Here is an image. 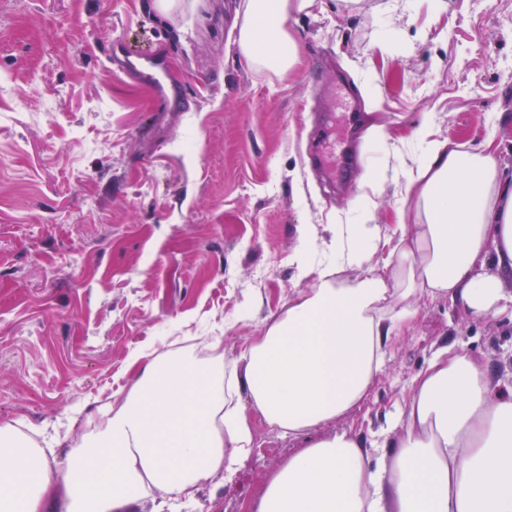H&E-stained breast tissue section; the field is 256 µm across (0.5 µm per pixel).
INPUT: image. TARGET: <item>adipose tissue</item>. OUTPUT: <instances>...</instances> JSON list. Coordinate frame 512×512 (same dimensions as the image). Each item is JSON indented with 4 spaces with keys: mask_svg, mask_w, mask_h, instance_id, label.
I'll list each match as a JSON object with an SVG mask.
<instances>
[{
    "mask_svg": "<svg viewBox=\"0 0 512 512\" xmlns=\"http://www.w3.org/2000/svg\"><path fill=\"white\" fill-rule=\"evenodd\" d=\"M314 0H246L240 53L278 75L299 62L288 26ZM425 113L422 152L402 166L407 207L385 257L377 228L335 229V262L311 269L318 244L300 225L297 265L315 275L266 329L245 342L244 368L196 348L141 363L127 391L88 411L65 465L22 422L0 420V512H132L158 491L194 501L201 483L231 472L254 447L250 418L305 435L361 404L386 353L421 302L444 300L473 318L512 308V178L489 144L462 149L435 136ZM364 267L347 281L346 272ZM388 448L342 432L310 441L268 483L257 512H512V385L444 345L415 376Z\"/></svg>",
    "mask_w": 512,
    "mask_h": 512,
    "instance_id": "obj_1",
    "label": "adipose tissue"
}]
</instances>
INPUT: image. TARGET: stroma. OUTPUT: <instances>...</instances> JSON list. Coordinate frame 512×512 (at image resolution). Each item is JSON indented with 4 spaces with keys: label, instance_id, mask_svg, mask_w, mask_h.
Masks as SVG:
<instances>
[{
    "label": "stroma",
    "instance_id": "obj_1",
    "mask_svg": "<svg viewBox=\"0 0 512 512\" xmlns=\"http://www.w3.org/2000/svg\"><path fill=\"white\" fill-rule=\"evenodd\" d=\"M244 0H0V419L53 426L106 402L136 376L133 353L167 336H218L223 356L313 277L298 227L334 262L336 224L368 195L381 238L406 201L397 177L433 113L441 136L492 148L512 177V0H316L292 22L300 65L256 72L236 43ZM168 62L192 102L167 112L114 69L112 47ZM347 84L349 92L338 91ZM360 115L330 183L307 153L327 113ZM385 137L368 136L370 127ZM385 171L377 189L367 169ZM453 344L512 382V317L486 321L435 300L388 353L366 399L320 435L376 440L431 353ZM256 451L197 506L252 512L303 450L255 420ZM298 230L301 245L295 259L302 274L309 276L313 270L310 267L309 255L318 248V243L307 224L300 225Z\"/></svg>",
    "mask_w": 512,
    "mask_h": 512
}]
</instances>
